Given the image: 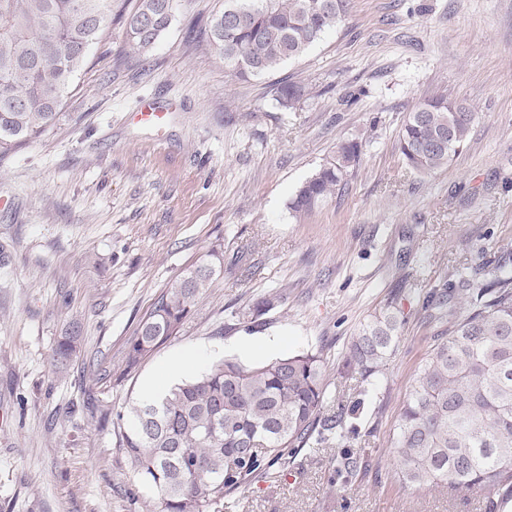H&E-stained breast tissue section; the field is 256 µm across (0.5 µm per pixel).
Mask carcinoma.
I'll use <instances>...</instances> for the list:
<instances>
[{"label": "carcinoma", "instance_id": "obj_1", "mask_svg": "<svg viewBox=\"0 0 512 512\" xmlns=\"http://www.w3.org/2000/svg\"><path fill=\"white\" fill-rule=\"evenodd\" d=\"M351 0H224L210 23V43L239 75L262 76L304 54L347 16ZM112 17V0H0V158L38 139L63 116L64 100L87 63L90 48ZM131 44L153 45L172 20V0H138L123 17ZM476 119L444 95L428 98L406 116L398 150L406 166L431 173L466 144ZM363 146L341 143L296 189L288 208L308 215L343 191L361 162ZM224 272V251L213 248L156 300L127 342V377L176 335L203 293ZM260 298L245 318L281 302ZM430 319L448 330L414 379L389 439L397 479L413 492L445 485L456 494L483 495L486 512L512 495V248L476 275L448 271L423 299ZM401 322L386 311L361 325L340 355L339 378L355 379L363 395L395 353ZM76 331L52 348V372L69 369ZM327 383L320 350L244 364L212 363L182 380L159 401L130 405L112 419L132 474L128 493L151 491L147 512H224L232 494L278 473L305 449L341 446L359 435L364 399L324 410ZM363 457L349 449L332 466L329 493L353 481Z\"/></svg>", "mask_w": 512, "mask_h": 512}]
</instances>
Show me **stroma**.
Masks as SVG:
<instances>
[{"instance_id": "obj_1", "label": "stroma", "mask_w": 512, "mask_h": 512, "mask_svg": "<svg viewBox=\"0 0 512 512\" xmlns=\"http://www.w3.org/2000/svg\"><path fill=\"white\" fill-rule=\"evenodd\" d=\"M223 8L172 0L170 26L141 51L113 19L64 118L0 159V512H139L150 492L130 499L101 415L201 343L246 363L322 350L328 407L355 400L337 359L386 309L400 339L378 396L364 398L355 445L367 469L333 503V449L304 451L276 481L239 490L229 512H484L474 494L405 490L388 440L438 331L424 294L512 242V0H352L335 30L261 77L211 46ZM284 84L301 90L293 105L276 99ZM440 94L477 120L460 154L423 175L403 163L398 131ZM145 104L166 112L162 128L138 120ZM348 139L366 146L345 190L294 217L298 186ZM218 243L224 271L196 310L116 381L153 303ZM275 292L282 302L243 319ZM74 319L81 349L53 374L51 349ZM246 338L279 345L245 352Z\"/></svg>"}]
</instances>
